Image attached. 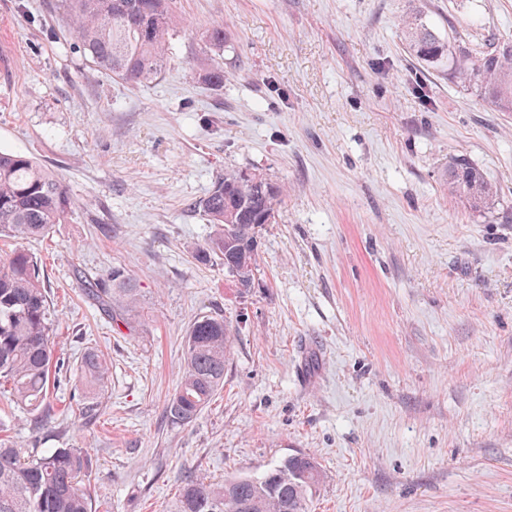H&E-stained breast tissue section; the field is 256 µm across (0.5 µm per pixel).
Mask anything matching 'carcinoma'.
Wrapping results in <instances>:
<instances>
[{"instance_id": "cac0c4a2", "label": "carcinoma", "mask_w": 512, "mask_h": 512, "mask_svg": "<svg viewBox=\"0 0 512 512\" xmlns=\"http://www.w3.org/2000/svg\"><path fill=\"white\" fill-rule=\"evenodd\" d=\"M81 52L97 70L132 83L157 78L171 59L170 32L176 19L170 0H61ZM406 52L419 65L444 73L471 90L491 110L512 112V43H492L473 52L460 36L442 37L435 24L414 9L399 17ZM224 24L205 31L206 42L224 48ZM244 171L219 177L198 209L218 226L196 258L214 254L239 288L251 287L258 265L255 246L262 214L277 207L282 185L253 174L263 190L247 184ZM448 193L472 211L491 208L497 189L466 159L448 161ZM72 200L46 167L25 154L0 150V241L16 242L0 262V386L43 423L50 417L48 387L54 357L53 319L38 260L21 242L48 235L70 212ZM87 295L108 313L112 304L131 313L134 281L118 270L87 281ZM233 327L222 315H204L189 327L183 371L165 412L174 423H188L224 388ZM88 394H98L105 376L102 356L90 349L80 360ZM91 459L81 448H50L24 457L0 443V512H91L84 487ZM322 480L318 462L295 454L261 477L239 476L222 485L188 481L174 512H307V501Z\"/></svg>"}]
</instances>
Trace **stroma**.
<instances>
[{"label":"stroma","instance_id":"1","mask_svg":"<svg viewBox=\"0 0 512 512\" xmlns=\"http://www.w3.org/2000/svg\"><path fill=\"white\" fill-rule=\"evenodd\" d=\"M440 32L512 40V0H419ZM408 0H172V59L135 84L88 64L60 0H0V150L33 157L74 207L23 246L40 264L63 370L52 417L0 394V439L82 448L92 512H172L183 482L313 456L308 512H512V112L411 61ZM224 24L223 50L205 29ZM220 66L224 85L201 83ZM461 156L495 209L449 198ZM286 185L252 288L199 245L217 176ZM135 282V322L83 276ZM235 329L224 387L187 424L164 407L187 330ZM104 355L88 404L79 364Z\"/></svg>","mask_w":512,"mask_h":512}]
</instances>
